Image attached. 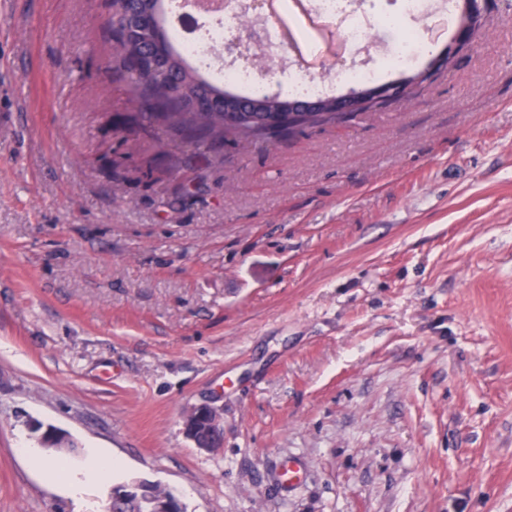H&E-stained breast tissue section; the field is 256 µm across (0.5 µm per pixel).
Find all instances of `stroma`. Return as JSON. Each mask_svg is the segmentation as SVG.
<instances>
[{"mask_svg":"<svg viewBox=\"0 0 512 512\" xmlns=\"http://www.w3.org/2000/svg\"><path fill=\"white\" fill-rule=\"evenodd\" d=\"M428 67L443 0H352ZM105 0H0V512H78L37 426L184 512H512V17L415 99L223 163L168 158L110 69ZM219 448L184 432L194 406ZM301 462L283 489L281 461ZM184 428L187 437L199 448L208 450L220 444L222 429L219 417L210 405L193 407L185 418Z\"/></svg>","mask_w":512,"mask_h":512,"instance_id":"35a3bbf8","label":"stroma"}]
</instances>
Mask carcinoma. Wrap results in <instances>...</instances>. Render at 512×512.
Segmentation results:
<instances>
[{"mask_svg":"<svg viewBox=\"0 0 512 512\" xmlns=\"http://www.w3.org/2000/svg\"><path fill=\"white\" fill-rule=\"evenodd\" d=\"M159 0H108L107 28L111 32L112 73L132 95L138 112L135 123L154 129L177 148L206 151L218 163L224 162V141L270 147L307 127L342 124L362 114L387 108L373 103L345 119L334 112H317L309 117L303 112L288 111V100L266 95L254 97L255 106L234 103L231 111L211 110L199 106L206 95L222 100L238 94L210 82L193 68L184 54L174 47L175 37L160 22L150 30L148 39L127 34L121 16L131 10L155 13Z\"/></svg>","mask_w":512,"mask_h":512,"instance_id":"cac0c4a2","label":"carcinoma"}]
</instances>
